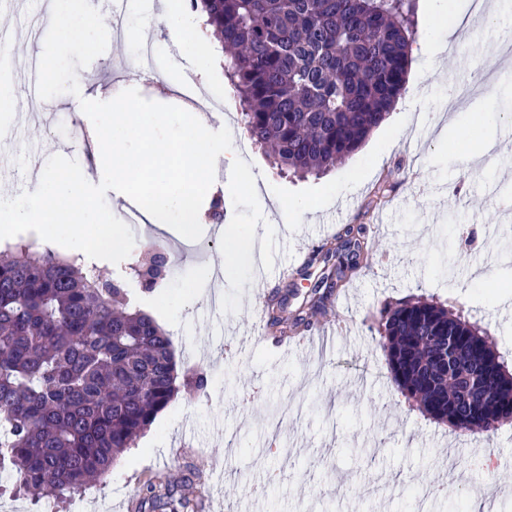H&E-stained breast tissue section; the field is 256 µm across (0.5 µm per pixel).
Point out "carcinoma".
<instances>
[{
  "label": "carcinoma",
  "mask_w": 512,
  "mask_h": 512,
  "mask_svg": "<svg viewBox=\"0 0 512 512\" xmlns=\"http://www.w3.org/2000/svg\"><path fill=\"white\" fill-rule=\"evenodd\" d=\"M416 0H190L224 45L251 142L280 170L318 175L355 154L405 91ZM367 228L344 224L312 251L302 305L270 299L268 323L310 330L366 260ZM131 264L141 291L175 262L152 242ZM317 272H311L312 268ZM379 345L398 391L460 435L512 423V371L461 311L423 297L380 312ZM463 367L477 387L458 379ZM169 337L115 279L19 241L0 249V469L37 500L105 477L177 396ZM136 512H197L186 481L150 477Z\"/></svg>",
  "instance_id": "obj_1"
}]
</instances>
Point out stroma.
I'll list each match as a JSON object with an SVG mask.
<instances>
[{
	"mask_svg": "<svg viewBox=\"0 0 512 512\" xmlns=\"http://www.w3.org/2000/svg\"><path fill=\"white\" fill-rule=\"evenodd\" d=\"M45 0H25L14 21L27 36L29 55L43 50L50 18ZM494 26H482L450 45L441 62L414 55L408 74L417 86L410 110L396 107L364 146L326 175L305 180L279 175L265 151L241 124L242 103L224 76V52L206 34L187 0H175L187 29L183 46L163 51L169 82L158 88L152 77L133 80L129 49L108 45L94 67L78 71L80 85L92 71H104L103 90L119 94L136 86L149 100L158 92L173 96L188 77L185 50L209 54V94L226 109L224 124L232 150L251 165L265 220L276 232V262L292 263L298 250L320 245L333 224L371 227L370 255L319 317L318 335L274 346L256 322L254 305L263 300L268 277L260 253H253L254 277L245 284L241 308L226 314L206 294L221 260L220 236L213 223L200 239H183L168 225L146 223L149 235L167 239L175 257L166 287L140 292L129 261H97L107 279H126L135 302L169 336L179 370H206V390L191 392L178 378L179 394L127 449L105 481L59 501H32L14 493L13 479L0 483V512H101L107 504L125 507L140 479L168 470L190 476L199 494H212L223 512H448L467 507L469 489H487L500 474L512 472V424L494 438L457 436L447 425L427 420L397 392L378 346V311L422 296L460 308L496 337L512 361V304L495 299L490 283L512 282V125L495 113L479 114L464 102L449 103L448 91L468 85L484 94V77L495 91L512 87V0H499ZM122 72L111 80V72ZM10 90L17 102L6 113L0 136V192L30 190L33 157L56 154L91 160L86 116L76 96L49 100L29 95L18 75ZM456 114L455 129L443 118ZM493 134L501 146L464 164V152ZM391 186L390 198L376 205L373 190ZM305 205L296 222L276 205ZM454 457L463 484H449L441 499L418 497L416 488L438 479L447 457ZM278 481L267 486V473Z\"/></svg>",
	"mask_w": 512,
	"mask_h": 512,
	"instance_id": "stroma-1",
	"label": "stroma"
}]
</instances>
